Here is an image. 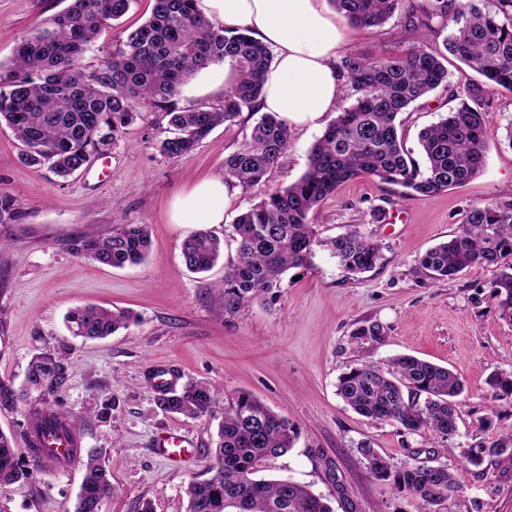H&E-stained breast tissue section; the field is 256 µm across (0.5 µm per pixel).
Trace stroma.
I'll use <instances>...</instances> for the list:
<instances>
[{
  "instance_id": "35a3bbf8",
  "label": "stroma",
  "mask_w": 512,
  "mask_h": 512,
  "mask_svg": "<svg viewBox=\"0 0 512 512\" xmlns=\"http://www.w3.org/2000/svg\"><path fill=\"white\" fill-rule=\"evenodd\" d=\"M70 0H0V62H9L20 37L37 21L64 10ZM153 0H131L128 12L103 30L81 60L93 70L122 47L127 33L146 21ZM343 54L399 51L420 42L441 48V38L420 40L399 19L381 28L346 25ZM448 82L413 103L400 116L404 145L422 159L419 132L458 104L466 86L479 84L487 102L490 150L479 176L433 197L403 196L400 187L360 175L337 188L312 220L321 237L359 228L377 240L382 258L370 272L347 275L323 249L307 266L289 270L277 301H256L232 320L215 314L211 291L224 278L223 264L202 274L188 272L181 246L194 230L170 219V203L195 184L224 173V158L247 141L256 112L218 126L190 155L171 159L157 145L168 129L164 112L143 111L105 157L68 180L48 167L21 164L22 143L0 124V195L19 213L0 224V379L26 386L33 356L65 353L66 383L57 393L30 392L15 409L0 410V431L27 457L25 431L31 410L48 406L68 415L82 433V447L103 449L115 491L102 512H187L185 488L212 475L214 440L221 411L200 418L162 412L150 372L168 369L179 383L202 381L228 399L248 392L298 429L294 448L262 464L268 479H288L328 497L335 512H419L411 495L369 472L358 452L368 443L397 465L426 462L448 466L459 488L439 512H512V459L472 466L450 456L480 437L479 421L491 419L493 436L512 435V408L493 402L487 379L512 371V324L500 319L490 297L491 267L474 266L452 280H433L418 264L429 248L456 234L467 211L485 203H512V148L504 137L512 121V92L484 84L456 59L447 62ZM217 63L211 73H219ZM211 73L189 79L177 99L182 107H221L223 88ZM321 129L296 131L292 146L266 182L240 190L223 223L212 225L224 242V259L236 257L231 237L236 216L267 194L296 181ZM121 224L148 225L151 247L144 263L112 268L73 254L70 238L98 235ZM95 304L134 315L111 336H72L64 317ZM382 326L379 339L356 346L357 322ZM409 354L447 367L462 377L458 430L451 443L410 434L394 422L354 412L336 384L347 367L385 365ZM108 416H101L103 405ZM164 429L186 432L194 446L174 464L155 454L152 440ZM82 471L31 470L24 487L0 485V512H71Z\"/></svg>"
}]
</instances>
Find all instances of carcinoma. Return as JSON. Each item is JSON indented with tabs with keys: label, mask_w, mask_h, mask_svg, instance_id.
I'll return each instance as SVG.
<instances>
[{
	"label": "carcinoma",
	"mask_w": 512,
	"mask_h": 512,
	"mask_svg": "<svg viewBox=\"0 0 512 512\" xmlns=\"http://www.w3.org/2000/svg\"><path fill=\"white\" fill-rule=\"evenodd\" d=\"M200 0H154L151 16L128 32L123 47L103 66H80L102 29L122 18L130 0H71L64 11L37 22L21 37L9 65H0V123H6L25 146L27 167L49 164L66 179L96 154L108 149L134 118L135 105L166 113L170 136L159 141L169 158L190 155L218 126L232 125L253 111L261 94L270 53L247 30L227 32L201 10ZM350 23L383 27L403 0H330ZM480 8L470 0H417L405 20L409 30L437 36L452 23L443 40L445 52L512 92V0H489ZM229 61L238 72L219 109L180 110L175 99L186 81L202 70ZM346 78L336 119L311 147L307 169L295 182L269 194L235 219L237 259L224 271L213 301L229 318L256 300H274L282 276L305 266L315 248L327 250L350 275L372 270L381 246L350 229L332 238L319 236L309 215L348 180L365 174L399 186L403 195L432 197L462 186L483 169L490 148L481 90L434 125L420 132L425 159L420 166L399 134L398 115L412 103L448 82L442 53L412 44L396 54L366 52L343 57ZM291 147V133L277 116L265 114L250 139L224 157V179L243 188L266 181ZM70 250L112 268L139 265L147 257L150 237L145 224H125L98 236L70 240ZM224 255V243L207 231L189 235L182 245L185 268L211 270ZM419 266L434 280L452 279L467 268H495L490 296L499 317L512 324V206L472 207L461 230L425 252ZM129 314L97 305L68 312L72 335L104 338L126 326ZM382 335L374 323L359 322L351 339L360 345ZM67 380L61 359L37 356L29 364L27 388L53 394ZM494 400L512 407V373L488 380ZM337 394L359 415L393 421L409 433L451 440L457 433L458 397L464 384L458 373L411 355L391 358L387 367L362 363L338 377ZM26 392L0 379V409H14ZM219 393L204 382L155 396L162 411L200 418L216 408ZM28 425V460L0 432V484L23 486L28 467L61 465L51 442L68 438L67 415L35 408ZM297 431L287 418L242 392L224 403L218 428L214 474L187 485L188 512H334L327 498L290 480L258 479V464L286 454ZM512 449V435L483 438L463 451L465 462L479 466ZM359 453L370 473L393 478L400 491L417 497L429 512L459 489L450 469L425 463L396 467L369 444ZM112 473L103 453L87 452L85 472L73 512H101L112 496Z\"/></svg>",
	"instance_id": "cac0c4a2"
}]
</instances>
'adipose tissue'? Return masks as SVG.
<instances>
[{
	"mask_svg": "<svg viewBox=\"0 0 512 512\" xmlns=\"http://www.w3.org/2000/svg\"><path fill=\"white\" fill-rule=\"evenodd\" d=\"M203 5L224 28L248 29L271 50L258 111L295 130L322 125L343 95L337 59L346 38L328 0H203ZM238 193L237 185L219 176L201 182L175 200L172 220L223 223Z\"/></svg>",
	"mask_w": 512,
	"mask_h": 512,
	"instance_id": "ef3b65f1",
	"label": "adipose tissue"
}]
</instances>
